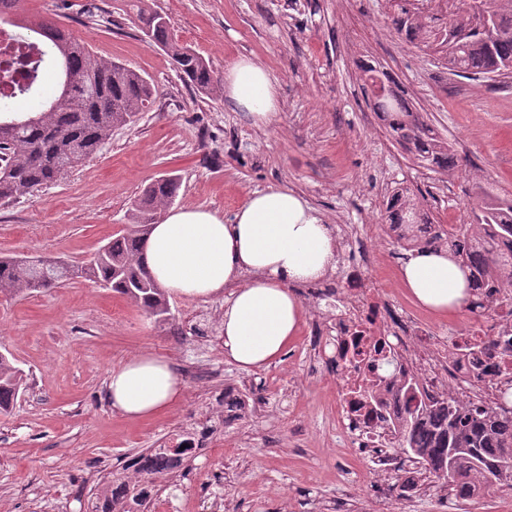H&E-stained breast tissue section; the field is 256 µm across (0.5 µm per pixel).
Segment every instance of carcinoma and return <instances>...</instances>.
Masks as SVG:
<instances>
[{
	"label": "carcinoma",
	"mask_w": 512,
	"mask_h": 512,
	"mask_svg": "<svg viewBox=\"0 0 512 512\" xmlns=\"http://www.w3.org/2000/svg\"><path fill=\"white\" fill-rule=\"evenodd\" d=\"M397 13L391 17L396 32L426 54L443 55L454 75L512 78V0H457L464 5L456 17L436 23L437 17L423 16L410 9V0H395ZM17 0H0V25L22 28L46 40L50 60L26 55L0 65V88L11 89L17 101L31 95L52 66L57 72L59 94L26 119L0 122V204L16 200L34 189L57 181L78 163L94 154L117 126L134 124L155 101V88L142 74L120 63L102 59L64 26L43 19L20 17ZM481 5L488 22L507 30V35L487 45L477 34L459 27L476 5ZM139 28L148 43L163 50L183 80L204 95L217 91L210 64L191 47L172 37L169 20L150 10L144 0H132ZM370 83L374 107L388 121L391 137L417 163L433 171L452 170L459 159L451 145L435 130L397 86L380 77L376 67H362ZM180 182L162 176L141 191L128 217L130 227L102 247L97 259L74 265L51 257L30 264L19 256L0 257V293L29 294L74 278H88L112 292L134 301L145 314L161 325L170 320L165 293L141 261L148 226L158 213L177 198ZM388 220L407 242L410 250L448 249L452 259L468 273L472 290L487 280L512 289V199L487 196L474 212L473 223L459 235L442 237L440 225L421 214L404 188L391 196ZM474 320L500 321L512 318V305L500 297L486 304H470ZM480 354L499 357L512 364V338L485 334ZM380 370L393 379L397 396L405 401L404 412L392 423L391 447L402 448L417 460L423 475L439 484L445 498L459 504L471 501L494 488L512 489V470L497 483L490 481L492 468L512 456V409L483 397L460 401L453 396L425 402L418 398L415 377L387 355L368 371ZM26 388V380L11 359L0 353V414ZM149 465L137 468L147 481L164 476L168 465L161 452L142 456Z\"/></svg>",
	"instance_id": "carcinoma-1"
}]
</instances>
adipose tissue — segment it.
I'll return each mask as SVG.
<instances>
[{
	"instance_id": "ef3b65f1",
	"label": "adipose tissue",
	"mask_w": 512,
	"mask_h": 512,
	"mask_svg": "<svg viewBox=\"0 0 512 512\" xmlns=\"http://www.w3.org/2000/svg\"><path fill=\"white\" fill-rule=\"evenodd\" d=\"M224 81L227 99L253 125L277 120V90L262 65L240 58ZM143 261L168 296L223 299L224 357L250 370L278 361L297 338L303 306L296 288L335 269L336 239L307 200L270 186L252 191L227 218L197 207L170 211L151 226ZM399 276L406 294L440 318L465 313L472 298L464 271L444 249L411 253ZM183 393V379L164 355H135L108 377L112 409L132 420L157 415Z\"/></svg>"
}]
</instances>
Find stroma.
Returning a JSON list of instances; mask_svg holds the SVG:
<instances>
[{
	"instance_id": "stroma-1",
	"label": "stroma",
	"mask_w": 512,
	"mask_h": 512,
	"mask_svg": "<svg viewBox=\"0 0 512 512\" xmlns=\"http://www.w3.org/2000/svg\"><path fill=\"white\" fill-rule=\"evenodd\" d=\"M171 32L216 75L242 57L277 86L280 117L256 127L225 99L184 83L130 17L129 0H19L23 16L68 27L101 58L141 73L157 90L149 112L113 129L94 155L62 179L0 204V254L85 262L128 221L141 190L180 178L177 207L231 214L256 189L300 193L334 231L373 238L378 300L404 304L397 236L387 198L406 187L435 223H468L484 194L512 198V78L450 74L438 56L396 33L389 0H147ZM395 80L460 160L443 174L414 162L386 133L360 64ZM305 318L280 361L244 371L218 342L221 304L171 299L158 325L133 302L90 280L0 300V352L14 358L27 390L0 415V512H89L94 486L112 471L138 478L132 461L168 448L186 429H208L205 451L162 482L164 512H453L430 484L401 498L416 467L403 454L383 469L373 453L336 445L327 410L336 375L319 359L322 324L305 286ZM150 351L170 357L182 401L129 421L106 400L113 366ZM249 392L255 407L224 423V392Z\"/></svg>"
}]
</instances>
